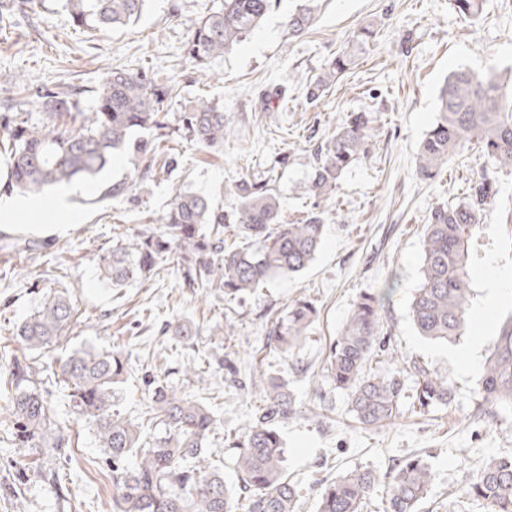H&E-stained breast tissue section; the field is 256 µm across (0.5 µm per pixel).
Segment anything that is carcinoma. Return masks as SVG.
<instances>
[{
	"label": "carcinoma",
	"mask_w": 512,
	"mask_h": 512,
	"mask_svg": "<svg viewBox=\"0 0 512 512\" xmlns=\"http://www.w3.org/2000/svg\"><path fill=\"white\" fill-rule=\"evenodd\" d=\"M147 0H67L76 26L108 31L130 26L142 16ZM485 0H454L458 13L477 19ZM274 0H224L202 16L185 44L187 56L201 65L223 55L254 31L272 10ZM316 17L315 0H304L288 15V38L307 32ZM376 32L360 26L349 50L306 84L313 104L366 52ZM173 89L145 71L113 69L94 90L92 111H83L79 94L44 88L35 95L41 124L20 112H0L9 153L7 187L30 193L101 173L114 156L141 154L146 171L167 140L164 107ZM439 115L416 156V174L435 179L448 162L471 147L498 170L512 173V112L504 111L498 86L468 69L451 72L439 94ZM373 120L355 112L313 144V172L306 184L312 207L295 224L283 220L279 198L262 179L243 178L229 189L231 203L218 209L202 195L178 190L157 220L112 248L92 255L101 281L125 287L148 278L162 264L177 266L185 285L226 296L246 295L281 276L302 273L319 252L329 221L328 202L348 168L367 152ZM139 130L156 137L138 140ZM177 130L183 139L208 149L224 147L228 125L224 106L202 100L180 113ZM498 194L484 178L464 203H439L430 211L421 244V282L409 306L421 336L453 342L470 323L472 238L484 206ZM232 225L239 242L224 243V227ZM400 286L399 276L385 287L365 292L357 301L325 358L326 376L349 399L356 421L365 429L385 428L403 417L427 416L448 405V378L420 365L406 366L385 344L384 308ZM313 300L292 301L274 321L267 344L299 360L317 319ZM79 320L68 292L45 296L34 315L12 331L14 349L0 380V400L7 403L12 434L22 448H57L62 444L49 393L34 380L41 356L68 340ZM165 332L181 340L200 335L191 321L165 324ZM376 367H370L371 363ZM67 391L77 418L94 428L99 447L112 460V512H296L298 486L283 469L285 443L278 423L295 415L296 399L288 380L261 374L252 386L262 407L225 441L233 450L239 484H224V474L211 467L207 443L217 428L206 405L181 398L158 379L148 381L142 422L115 409L118 387L127 376V359L119 349L83 346L45 366ZM413 377L412 389L405 381ZM482 402L512 406V317L482 365L478 387ZM431 465L419 456L399 459L391 476L372 469H353L319 489L317 512H362L379 486L386 487L384 512H417L434 481ZM476 501L488 512H512V455L488 458L464 486L460 504Z\"/></svg>",
	"instance_id": "carcinoma-1"
}]
</instances>
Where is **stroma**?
Listing matches in <instances>:
<instances>
[{
	"mask_svg": "<svg viewBox=\"0 0 512 512\" xmlns=\"http://www.w3.org/2000/svg\"><path fill=\"white\" fill-rule=\"evenodd\" d=\"M12 2L0 0V101L18 97L15 78L21 75L34 88L79 87L88 108L108 71L141 69L173 87L171 112L188 110L200 98L222 103L229 136L219 151L180 143L169 167L148 175L142 159L118 154L97 176L71 182L73 223L56 225L52 188L38 196V217L22 212L0 219V237L19 235L32 245L8 253L0 264V346L10 344L13 326L32 315L46 294L67 289L82 313L69 347L125 351L128 376L117 408L127 418H140L145 381L159 377L177 396L212 409L218 430L208 446L219 465L231 454L225 431L259 404L232 381L227 364L237 365L241 380L282 374L297 396V413L281 433L300 512H315L321 481L356 468L383 474L410 455L422 456L436 474L419 512H458L455 497L484 460L512 452V407L481 405L477 394L484 358L512 316V173L468 150L438 178L423 182L415 156L438 117V90L450 72L512 74V0H486L474 20L461 17L452 0H320L314 25L293 39L284 23L301 0H276L257 30L202 66L187 58L184 44L196 19L222 0H148L136 26L105 33L76 27L66 0H42L25 13ZM368 22L377 26L369 51L317 104H308L309 79ZM360 111L374 117L369 151L340 179L328 204L324 241L302 274L276 278L232 300L188 288L169 265L124 288L99 282L92 253L147 226L180 189L224 206L236 181L262 178L278 195L284 220L298 221L312 206L304 184L314 140ZM281 152L289 154L288 166L275 165ZM485 176L495 178L499 194L485 207L475 235L472 321L459 342H433L418 336L409 315L420 285L423 229L433 206L466 200L473 182ZM131 181L133 191L111 197L113 187ZM394 273L401 286L385 309L387 341L409 361L448 377L453 395L429 416L407 415L369 430L354 423L348 398L327 378L323 358L359 295ZM304 295L316 300L319 318L301 354L307 368L300 371L267 346L266 336L289 302ZM177 319L200 325L196 345L161 333L163 324ZM227 321L232 338L211 335L213 326ZM202 357L210 362L207 372L184 380L183 368ZM51 391L66 447H17L0 414V512H112L111 465L92 429L70 414L62 388L55 384Z\"/></svg>",
	"mask_w": 512,
	"mask_h": 512,
	"instance_id": "obj_1",
	"label": "stroma"
}]
</instances>
